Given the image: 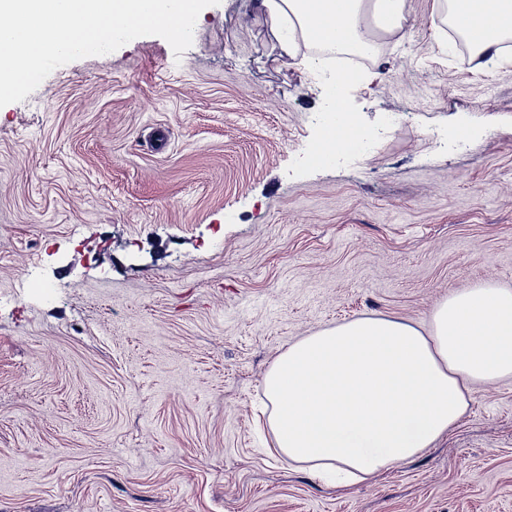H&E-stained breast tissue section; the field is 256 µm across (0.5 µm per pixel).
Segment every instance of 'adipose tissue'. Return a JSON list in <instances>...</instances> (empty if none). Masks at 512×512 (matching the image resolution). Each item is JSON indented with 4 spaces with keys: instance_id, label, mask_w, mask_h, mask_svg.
I'll return each instance as SVG.
<instances>
[{
    "instance_id": "1",
    "label": "adipose tissue",
    "mask_w": 512,
    "mask_h": 512,
    "mask_svg": "<svg viewBox=\"0 0 512 512\" xmlns=\"http://www.w3.org/2000/svg\"><path fill=\"white\" fill-rule=\"evenodd\" d=\"M287 57L300 45L371 55L374 33L403 34L404 0H261ZM448 28L475 36L474 55L498 56L512 38V0H447ZM512 377V289L487 284L434 310L429 333L366 317L292 343L266 371L273 452L314 475L371 479L425 451L456 424L476 384Z\"/></svg>"
}]
</instances>
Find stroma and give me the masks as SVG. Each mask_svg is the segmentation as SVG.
Returning <instances> with one entry per match:
<instances>
[{
  "label": "stroma",
  "mask_w": 512,
  "mask_h": 512,
  "mask_svg": "<svg viewBox=\"0 0 512 512\" xmlns=\"http://www.w3.org/2000/svg\"><path fill=\"white\" fill-rule=\"evenodd\" d=\"M345 107L397 113L322 166L330 72L260 0L175 57L144 36L0 108V512H512V379L414 460L350 487L262 451L265 372L360 317L429 331L512 289V48L479 66L405 0Z\"/></svg>",
  "instance_id": "35a3bbf8"
}]
</instances>
